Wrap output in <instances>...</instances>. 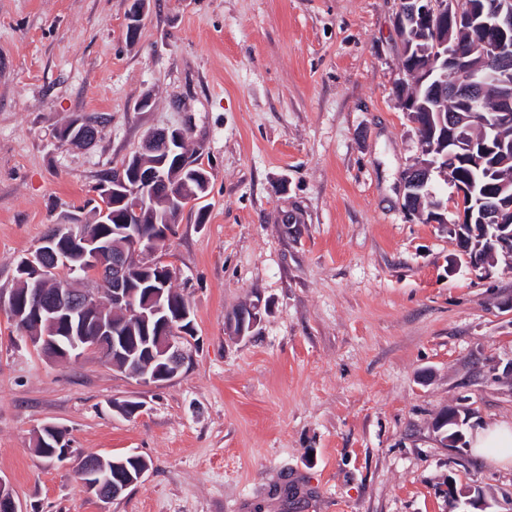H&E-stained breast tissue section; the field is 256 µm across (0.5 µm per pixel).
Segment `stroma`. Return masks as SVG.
I'll use <instances>...</instances> for the list:
<instances>
[{
	"label": "stroma",
	"mask_w": 512,
	"mask_h": 512,
	"mask_svg": "<svg viewBox=\"0 0 512 512\" xmlns=\"http://www.w3.org/2000/svg\"><path fill=\"white\" fill-rule=\"evenodd\" d=\"M131 5L0 0V290L149 130L189 126L212 174L204 222L184 212L170 240L191 358L145 386L96 355L49 362L0 311V476L25 512H452V479L512 512V467L434 428L448 408L512 422V254L460 257L448 181L442 223L403 208L422 153L399 0H144L133 42ZM83 115L104 119L96 142L61 143ZM256 301L255 334L230 336ZM47 424L150 469L104 503L35 454Z\"/></svg>",
	"instance_id": "stroma-1"
}]
</instances>
